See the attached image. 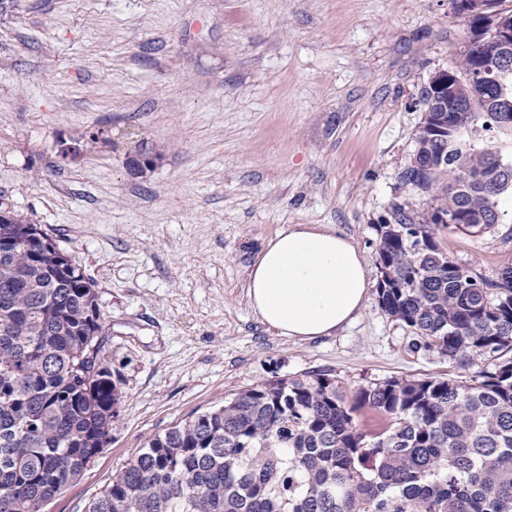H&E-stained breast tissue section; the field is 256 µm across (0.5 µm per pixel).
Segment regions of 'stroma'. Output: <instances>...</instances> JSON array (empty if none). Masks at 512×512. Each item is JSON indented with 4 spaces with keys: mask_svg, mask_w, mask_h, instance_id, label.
<instances>
[{
    "mask_svg": "<svg viewBox=\"0 0 512 512\" xmlns=\"http://www.w3.org/2000/svg\"><path fill=\"white\" fill-rule=\"evenodd\" d=\"M463 35L454 0H0V196L94 281L123 393L108 445L46 512H85L150 436L251 386L473 376L376 297L311 341L247 297L287 225H330L373 267L393 205L426 207L401 174L420 91ZM142 153L156 163L132 174ZM498 207L482 234L435 235L492 280L512 266V195Z\"/></svg>",
    "mask_w": 512,
    "mask_h": 512,
    "instance_id": "obj_1",
    "label": "stroma"
}]
</instances>
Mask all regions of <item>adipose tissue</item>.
Listing matches in <instances>:
<instances>
[{
    "mask_svg": "<svg viewBox=\"0 0 512 512\" xmlns=\"http://www.w3.org/2000/svg\"><path fill=\"white\" fill-rule=\"evenodd\" d=\"M370 268L353 241L326 226L291 224L252 265L247 296L254 316L280 335H331L363 308Z\"/></svg>",
    "mask_w": 512,
    "mask_h": 512,
    "instance_id": "obj_1",
    "label": "adipose tissue"
}]
</instances>
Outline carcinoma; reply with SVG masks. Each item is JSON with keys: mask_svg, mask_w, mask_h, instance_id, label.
Listing matches in <instances>:
<instances>
[{"mask_svg": "<svg viewBox=\"0 0 512 512\" xmlns=\"http://www.w3.org/2000/svg\"><path fill=\"white\" fill-rule=\"evenodd\" d=\"M492 45L463 43L453 71L491 73L458 86L456 107L420 99L443 117L447 139L425 125L404 185L429 197L421 211L392 208L378 227L379 306L403 322L413 345L466 368L470 381L391 379L360 388L347 404L325 372L276 379L150 437L85 512H512V266L498 279L449 260L439 229L478 235L502 220L512 160L488 133H512V65ZM0 512H44L102 450L122 393L104 359L77 368L105 332L95 283L58 245L32 259L31 226L0 197ZM481 217L449 224L440 216ZM367 408L374 424L360 428Z\"/></svg>", "mask_w": 512, "mask_h": 512, "instance_id": "cac0c4a2", "label": "carcinoma"}]
</instances>
